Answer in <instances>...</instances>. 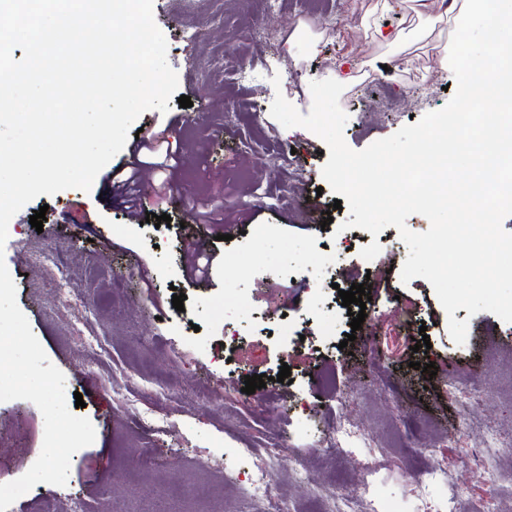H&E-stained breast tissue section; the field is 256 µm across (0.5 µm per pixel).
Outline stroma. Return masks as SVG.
<instances>
[{
  "mask_svg": "<svg viewBox=\"0 0 512 512\" xmlns=\"http://www.w3.org/2000/svg\"><path fill=\"white\" fill-rule=\"evenodd\" d=\"M378 0H357L325 26L320 0L301 17L296 0L266 10L262 0H153L167 40V61L179 94L167 112H144L134 123L173 157L166 172L149 155L120 151L110 168L140 162L143 212L167 214L166 226L140 223L114 199L103 176L90 191L40 195L10 221L0 257L17 303L67 393L81 392L76 415L96 438L71 460L65 486L40 483L8 512H124L144 501L153 512H182L216 502L219 512H254L240 484L255 469L245 448L281 449L270 495L287 512H325L315 488L345 491L375 484L382 512H414L409 483L436 461L461 471L453 485L431 488L454 512H512V456L492 491L477 470H463L486 432L512 439V400L488 389L512 382V323L482 311L469 315L465 345H456L431 284L402 282L408 248L396 227L379 235L343 229L348 210L333 209L325 187L326 144L270 114L276 95L309 113V84H343L340 106L347 145L361 150L452 97L455 36L447 20L419 36L408 0H389L390 24L403 31L394 46L373 38ZM258 64L248 86L227 81L231 54ZM297 75L301 87H274ZM236 102L226 111V102ZM305 170L298 184L280 161L281 141ZM222 205V224L202 223L192 202ZM46 206L42 230L29 220ZM205 241L208 276L185 278L187 237ZM381 246L371 261L360 256ZM63 260V280L55 262ZM367 284V317L351 330L339 296ZM184 293L183 311L172 305ZM354 332L356 339L345 342ZM428 333L430 348L413 350ZM435 364L436 376L423 372ZM291 382H277L281 365ZM263 374L261 395L244 393L246 376ZM455 379L469 397L466 412L445 396ZM302 401H293V394ZM351 420L367 443L342 457L326 451L338 420ZM44 420L26 400L0 402V482L23 475L41 452ZM440 449L432 457L430 449ZM306 480H297L296 461Z\"/></svg>",
  "mask_w": 512,
  "mask_h": 512,
  "instance_id": "stroma-1",
  "label": "stroma"
}]
</instances>
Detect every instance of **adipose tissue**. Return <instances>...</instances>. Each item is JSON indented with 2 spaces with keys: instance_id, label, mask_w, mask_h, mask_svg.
Returning a JSON list of instances; mask_svg holds the SVG:
<instances>
[{
  "instance_id": "obj_1",
  "label": "adipose tissue",
  "mask_w": 512,
  "mask_h": 512,
  "mask_svg": "<svg viewBox=\"0 0 512 512\" xmlns=\"http://www.w3.org/2000/svg\"><path fill=\"white\" fill-rule=\"evenodd\" d=\"M458 40H465L471 28H496L499 33L498 56L493 65L471 70L466 54L454 59L458 90L453 111H471L483 101L487 111H499L504 102H512V0H449L444 8Z\"/></svg>"
}]
</instances>
